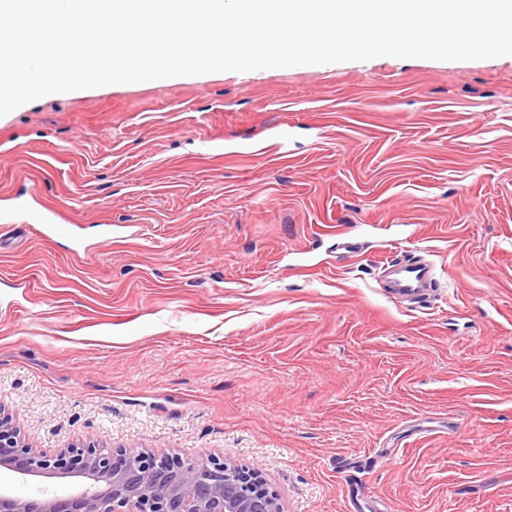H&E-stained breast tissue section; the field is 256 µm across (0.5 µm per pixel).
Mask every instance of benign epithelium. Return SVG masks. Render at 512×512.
<instances>
[{
  "label": "benign epithelium",
  "instance_id": "benign-epithelium-1",
  "mask_svg": "<svg viewBox=\"0 0 512 512\" xmlns=\"http://www.w3.org/2000/svg\"><path fill=\"white\" fill-rule=\"evenodd\" d=\"M0 466L45 478H81L75 493L44 499L0 490V512H283L257 468L219 455L191 461L173 452L71 444L46 451L25 442L0 408Z\"/></svg>",
  "mask_w": 512,
  "mask_h": 512
}]
</instances>
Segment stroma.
<instances>
[{
    "label": "stroma",
    "instance_id": "stroma-1",
    "mask_svg": "<svg viewBox=\"0 0 512 512\" xmlns=\"http://www.w3.org/2000/svg\"><path fill=\"white\" fill-rule=\"evenodd\" d=\"M409 254L439 281L414 307L377 281ZM0 407L47 450L259 468L284 512H512V56L181 76L0 117Z\"/></svg>",
    "mask_w": 512,
    "mask_h": 512
}]
</instances>
